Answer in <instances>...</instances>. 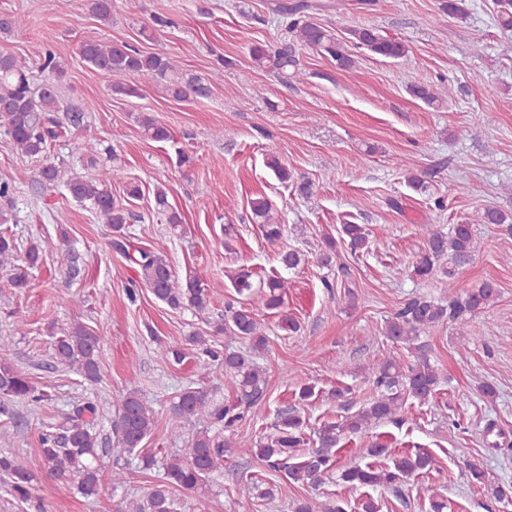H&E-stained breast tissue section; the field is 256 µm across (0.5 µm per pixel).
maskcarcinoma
<instances>
[{"instance_id":"1","label":"carcinoma","mask_w":512,"mask_h":512,"mask_svg":"<svg viewBox=\"0 0 512 512\" xmlns=\"http://www.w3.org/2000/svg\"><path fill=\"white\" fill-rule=\"evenodd\" d=\"M89 11L99 20H112V0H87ZM312 5L295 3L278 5V12L289 18L288 30L293 42L278 47L252 48V58L259 67L270 68L294 78L303 75L296 57L295 44L319 51L336 63L348 68L354 60L346 42L338 39L310 15ZM349 42L385 59H400L407 53L404 43L382 35L373 27L349 30ZM83 59L110 81L112 92L132 96L135 86L124 82L133 77L148 84H162L176 99L190 96L204 98L210 94V79L182 71L175 61L163 53L144 54L128 46L103 41H86L82 45ZM45 67L54 73V80L42 86L30 85L23 61L10 54H0V132L23 156L37 159L41 166L34 180L42 188L64 185L70 196L80 205L100 215L111 230L112 246L124 253L138 267L136 283L148 289L160 302L173 310L193 309L205 311L210 302L211 288L203 286L194 276L180 279L162 248H140L126 240V224L134 219L129 209L131 202L141 195L137 185L126 188V198L120 202L111 191L114 169L102 161L96 136L88 135L81 146L83 173L66 176L67 165L51 160L49 149L70 127L84 125L83 109L64 107L58 95V82L65 74L64 67L53 53L46 54ZM409 92L429 106L443 103L450 95L446 87L434 88L409 85ZM144 136L155 142L173 141L171 132L148 115L141 117ZM157 213L165 216L166 223L175 234H182L186 219L168 200L167 192L154 190ZM252 212L261 220L264 236L269 240L282 237V225L272 215V207L264 198L251 201ZM477 224H507L512 227V215L498 209H486L475 216ZM426 239L425 253L413 266V274L430 277L448 262L461 267L475 252L473 225L454 224L448 232L421 227ZM342 232L349 238L352 251L368 247L362 227L345 224ZM41 248L32 243L24 255H19L14 241L0 233V274L17 291L28 286L30 270L39 265ZM231 283L240 295L252 293L251 275L240 271L231 276ZM287 282L272 277L265 284L264 306L276 310L283 304L282 291ZM498 296L495 283L486 280L476 289L456 294L447 302H437L425 295H416L400 303L387 319L385 336L403 345L413 355V363L403 366L389 359L372 368L373 385L377 395L351 416L335 422H324L315 431V447L299 452L308 444L307 422L293 408L277 413L274 433L259 448V455L267 466L282 469L293 484L314 485L333 466L339 464L338 445L348 435H363L367 430L383 423L396 427L404 423L403 412L410 400L425 404L434 398L440 384L438 369L431 363V346L426 340L430 330L443 323L456 324L467 347L479 331L470 324ZM214 332L230 335L248 343L253 351L267 346L264 327L257 321L254 310L242 303L228 310L224 320L214 326ZM186 342L202 350L211 361L224 367V373L235 383V397L219 402L203 385L180 391L170 405L171 419L175 423L198 422L204 428L196 430L184 441V447L158 461L146 441L155 427V412L138 390L132 389L112 401L78 404L64 423L43 425L39 436V453L47 482L33 484L34 476L12 456L0 455V482L10 494L25 506L26 512H47L46 502L55 493L65 489L85 498L98 496L105 485L112 488L127 480L123 468L106 475L102 458L105 444L100 438L97 419L112 414V432L119 447L135 456L141 469H160L157 480L139 498L125 501L116 512H177L175 491H193L224 469L226 446L224 437L212 429L234 430L251 410L266 396V372L256 365L251 355L244 352L220 353L209 346L210 339L199 334L187 336ZM14 343L12 336H0V415L14 418L13 403L20 400L39 404L50 400V395L38 387L27 373L15 367L7 357ZM102 337L82 324L53 341V358L61 367L76 370L85 380L96 383L102 379L100 366ZM374 462L340 469L339 478L352 487H383L398 489L406 479L428 473L433 469V455L424 448L391 456V449L374 442L367 449ZM468 480L478 485L497 501L512 498V485L491 483L480 467L468 466ZM292 512H345L336 502H317L299 499L292 503Z\"/></svg>"}]
</instances>
